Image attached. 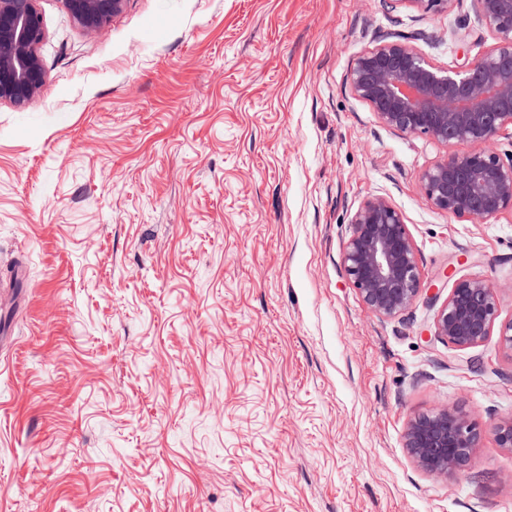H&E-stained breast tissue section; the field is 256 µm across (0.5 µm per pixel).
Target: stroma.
<instances>
[{
	"label": "stroma",
	"mask_w": 512,
	"mask_h": 512,
	"mask_svg": "<svg viewBox=\"0 0 512 512\" xmlns=\"http://www.w3.org/2000/svg\"><path fill=\"white\" fill-rule=\"evenodd\" d=\"M46 83L0 104V512H512V354L436 336L460 278L512 320V215L418 189L444 148L349 86L390 33L440 68L497 45L474 0H124L91 38L40 0ZM425 282L366 309L341 264L368 198ZM448 403L480 433L440 480L404 446Z\"/></svg>",
	"instance_id": "35a3bbf8"
}]
</instances>
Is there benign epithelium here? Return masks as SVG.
<instances>
[{
  "instance_id": "obj_1",
  "label": "benign epithelium",
  "mask_w": 512,
  "mask_h": 512,
  "mask_svg": "<svg viewBox=\"0 0 512 512\" xmlns=\"http://www.w3.org/2000/svg\"><path fill=\"white\" fill-rule=\"evenodd\" d=\"M39 2L0 0V104L23 107L45 85ZM62 2L83 32L97 37L124 0ZM475 2L501 47L445 70L395 35L356 58L349 85L385 126L426 135L447 149L420 179L432 206L455 218L487 221L512 213V156L504 159L486 148L512 125V0ZM461 145L476 150L459 152ZM352 224L342 254L344 273L370 311L395 316L426 291L404 218L387 198L377 196L357 209ZM498 317L497 288L487 279H460L437 311L435 335L467 348L497 327L501 345L512 352V321L499 325ZM493 434L499 447L512 451V418L496 424ZM477 441L467 416L447 405L412 420L404 434V447L418 466L439 478L467 467Z\"/></svg>"
}]
</instances>
